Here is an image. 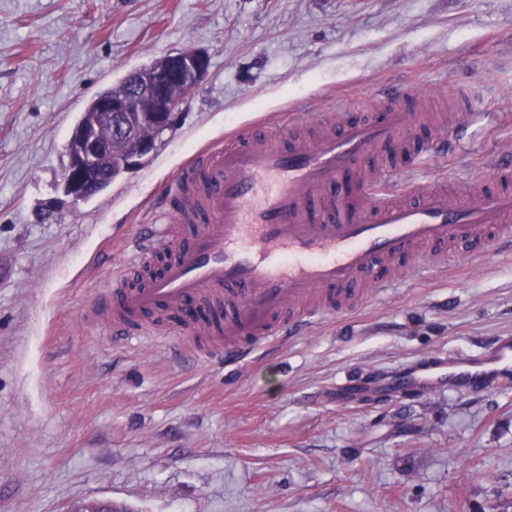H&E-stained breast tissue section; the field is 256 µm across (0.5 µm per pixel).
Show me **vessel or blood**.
<instances>
[{
	"label": "vessel or blood",
	"instance_id": "vessel-or-blood-1",
	"mask_svg": "<svg viewBox=\"0 0 512 512\" xmlns=\"http://www.w3.org/2000/svg\"><path fill=\"white\" fill-rule=\"evenodd\" d=\"M413 93L378 95L370 111L343 114L309 140L288 146L245 128L223 149L198 156L176 177L169 223L142 240L122 283L103 296V322L127 341L143 339L154 316L170 330L201 336L196 353L224 348L228 363L309 326L298 309L310 298L336 307L362 298L364 285L390 265L408 262L421 247L451 259L512 241V169L495 168L482 182L424 176L392 192L366 166H423L456 132L467 93L453 92L445 112L424 119ZM426 132L410 140L416 125ZM348 177L345 193L330 191ZM447 379L454 391L484 392L512 378V336L482 356L429 354L390 390L432 388Z\"/></svg>",
	"mask_w": 512,
	"mask_h": 512
}]
</instances>
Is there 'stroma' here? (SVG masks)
<instances>
[{"mask_svg": "<svg viewBox=\"0 0 512 512\" xmlns=\"http://www.w3.org/2000/svg\"><path fill=\"white\" fill-rule=\"evenodd\" d=\"M209 59L152 156L81 202L71 131L127 71ZM400 84L469 87L438 180L512 159V0H0V512H512V385L379 392L429 353L512 333V244L321 314L241 366L191 332L126 345L96 318L185 164L242 125Z\"/></svg>", "mask_w": 512, "mask_h": 512, "instance_id": "stroma-1", "label": "stroma"}]
</instances>
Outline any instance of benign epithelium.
Returning <instances> with one entry per match:
<instances>
[{
    "mask_svg": "<svg viewBox=\"0 0 512 512\" xmlns=\"http://www.w3.org/2000/svg\"><path fill=\"white\" fill-rule=\"evenodd\" d=\"M208 65V57L199 51L168 54L133 71L119 91L97 96L88 106V117L73 128L69 138L79 148L69 156L63 172L69 196L83 201L99 193L100 163L106 155H119L124 172L142 165L157 142L143 132L144 127L170 130L183 96L201 85Z\"/></svg>",
    "mask_w": 512,
    "mask_h": 512,
    "instance_id": "1",
    "label": "benign epithelium"
}]
</instances>
